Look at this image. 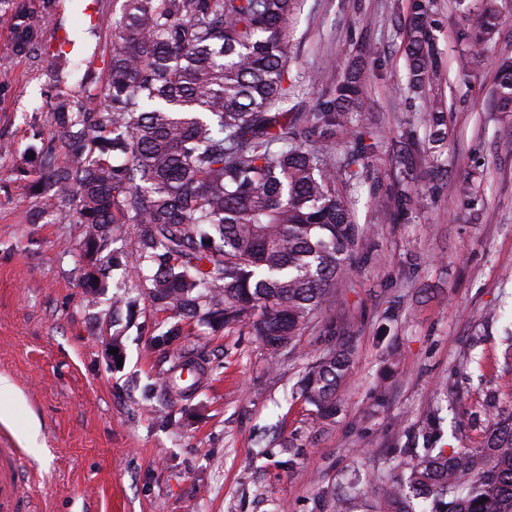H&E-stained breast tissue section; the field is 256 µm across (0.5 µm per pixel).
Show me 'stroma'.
I'll use <instances>...</instances> for the list:
<instances>
[{"instance_id":"1","label":"stroma","mask_w":512,"mask_h":512,"mask_svg":"<svg viewBox=\"0 0 512 512\" xmlns=\"http://www.w3.org/2000/svg\"><path fill=\"white\" fill-rule=\"evenodd\" d=\"M32 33L21 46L0 22V435L23 449L39 512H380L381 490L438 416L437 444H478L492 418L512 410V113L490 109L499 59L512 57L508 20L478 67L463 70L482 0H435L449 137L435 153L436 188L412 190L406 215L382 208L402 179L392 152L423 138L426 114L406 86L394 26L409 0H300L288 69L299 87L287 107L311 111L334 66L361 72L362 132L378 147L367 177L341 183L365 230L344 285L332 292L293 351L271 353L247 330L216 333L187 320L167 350L150 339L168 312L145 291L130 318L113 321L112 292L80 286L83 227L31 221L35 203L19 169L32 159L33 114L59 97L80 99V74L56 79L53 44L72 58L108 63L112 19L123 0H6ZM370 45L371 59L358 49ZM474 184L471 196L461 183ZM351 338L340 411L322 423L295 390L328 322ZM118 360L109 356L110 344ZM204 344L212 372L191 397L146 399L144 389Z\"/></svg>"}]
</instances>
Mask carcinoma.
Masks as SVG:
<instances>
[{
    "instance_id": "obj_1",
    "label": "carcinoma",
    "mask_w": 512,
    "mask_h": 512,
    "mask_svg": "<svg viewBox=\"0 0 512 512\" xmlns=\"http://www.w3.org/2000/svg\"><path fill=\"white\" fill-rule=\"evenodd\" d=\"M501 2L483 0L471 58L500 35ZM297 8L298 0H124L106 72L88 71L83 101L57 102L46 136L34 133V216L72 214L84 225L85 291L107 287L111 266L135 270L151 302L178 315L155 335L160 343L197 319L214 332L243 326L273 353L284 341L292 349L355 259L360 228L336 176L363 177L375 144L355 132L342 159L325 149L362 109L360 72L345 69L303 119L283 108L296 90L288 45ZM430 10L431 0H413L397 17L408 89L419 96L441 80ZM492 101L512 112V59L496 71ZM423 108L428 144L443 145L441 100L427 97ZM399 163L412 181L435 177L409 149ZM411 205L405 186L389 201L405 214ZM121 224L138 231L108 257ZM135 306L125 293L112 295L115 317ZM325 342L299 380L323 422L339 409L352 350L334 328ZM209 371L197 346L147 394L187 397ZM410 453L402 478L383 489V512H512V412L497 415L475 448L448 454L426 431Z\"/></svg>"
}]
</instances>
